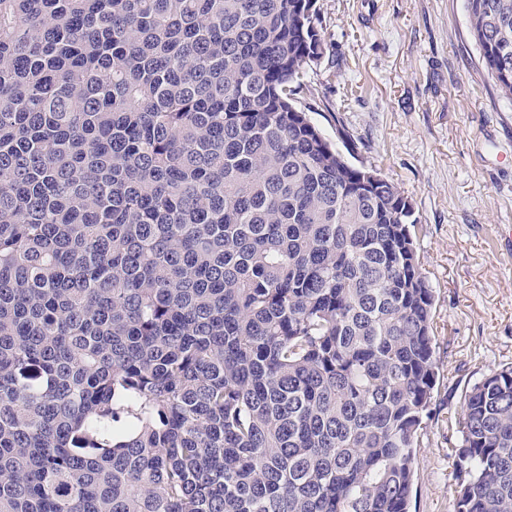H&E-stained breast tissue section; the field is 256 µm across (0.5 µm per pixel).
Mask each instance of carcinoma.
<instances>
[{
	"label": "carcinoma",
	"mask_w": 512,
	"mask_h": 512,
	"mask_svg": "<svg viewBox=\"0 0 512 512\" xmlns=\"http://www.w3.org/2000/svg\"><path fill=\"white\" fill-rule=\"evenodd\" d=\"M512 100V0H465ZM316 0H0V512H410L411 199L298 105ZM454 512H512V366Z\"/></svg>",
	"instance_id": "carcinoma-1"
}]
</instances>
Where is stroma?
<instances>
[{
	"instance_id": "1",
	"label": "stroma",
	"mask_w": 512,
	"mask_h": 512,
	"mask_svg": "<svg viewBox=\"0 0 512 512\" xmlns=\"http://www.w3.org/2000/svg\"><path fill=\"white\" fill-rule=\"evenodd\" d=\"M332 39L308 74L311 117L344 126L352 164L407 195L434 295L436 416L419 438L411 512H454L448 449L462 394L512 365V101L488 81L463 0H317Z\"/></svg>"
}]
</instances>
